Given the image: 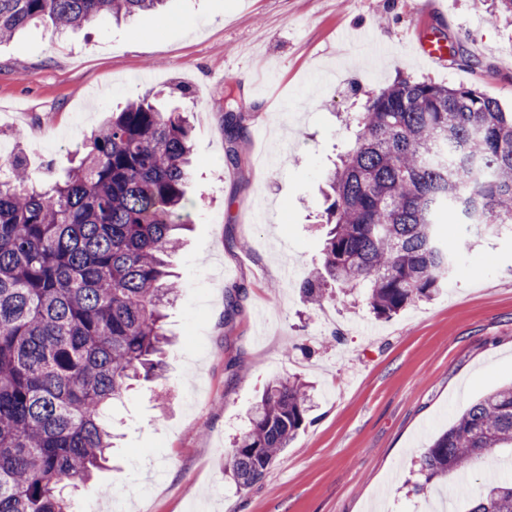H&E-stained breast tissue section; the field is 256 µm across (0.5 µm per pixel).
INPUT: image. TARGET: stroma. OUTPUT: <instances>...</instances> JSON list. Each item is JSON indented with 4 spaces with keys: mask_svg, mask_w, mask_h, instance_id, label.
<instances>
[{
    "mask_svg": "<svg viewBox=\"0 0 512 512\" xmlns=\"http://www.w3.org/2000/svg\"><path fill=\"white\" fill-rule=\"evenodd\" d=\"M495 0H168L164 9L0 43V150L51 178L117 107L164 91L193 125L191 226L172 263L165 371L112 409V458L70 512L117 487L122 512H468L485 470L413 488L415 461L479 398L512 383V238L460 251L434 299L380 320L363 295L301 286L322 266L325 179L349 113L399 76L467 86L512 110V19ZM459 45L419 54L418 33ZM149 80H140L142 71ZM245 120L224 132V86ZM263 122L268 140L255 136ZM238 296L230 305V296ZM314 386L306 426L265 478L237 489L224 457L267 382ZM455 490L450 501L442 494Z\"/></svg>",
    "mask_w": 512,
    "mask_h": 512,
    "instance_id": "obj_1",
    "label": "stroma"
}]
</instances>
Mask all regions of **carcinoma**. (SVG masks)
<instances>
[{
	"label": "carcinoma",
	"mask_w": 512,
	"mask_h": 512,
	"mask_svg": "<svg viewBox=\"0 0 512 512\" xmlns=\"http://www.w3.org/2000/svg\"><path fill=\"white\" fill-rule=\"evenodd\" d=\"M166 0H0V39L158 10ZM224 87V127L243 116ZM354 143L329 177L323 266L302 286L365 290L388 319L448 283L439 225L512 234V112L472 87L402 78L354 115ZM45 182L24 155L0 162V512H69L67 488L108 460L107 408L162 376L166 309L181 285L168 258L186 226L192 127L149 94L77 148ZM312 387L274 379L224 460L236 487L262 480L305 426ZM512 449V384L473 403L423 449L415 482L483 466ZM468 512H512V482L489 475Z\"/></svg>",
	"instance_id": "1"
}]
</instances>
